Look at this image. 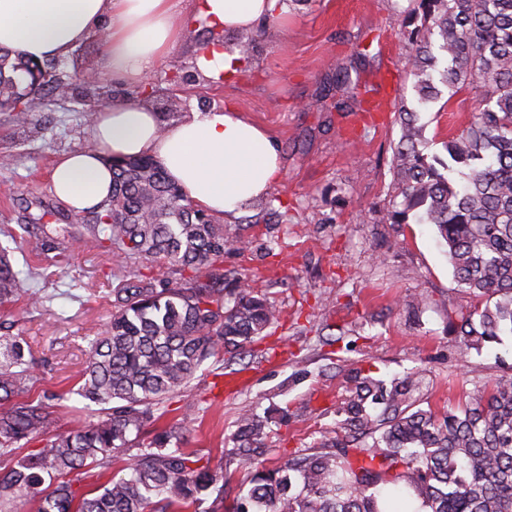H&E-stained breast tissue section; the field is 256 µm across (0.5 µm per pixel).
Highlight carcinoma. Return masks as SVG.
Here are the masks:
<instances>
[{"label":"carcinoma","instance_id":"carcinoma-1","mask_svg":"<svg viewBox=\"0 0 512 512\" xmlns=\"http://www.w3.org/2000/svg\"><path fill=\"white\" fill-rule=\"evenodd\" d=\"M398 16L418 102L438 96L437 69L450 95L467 91L475 105L467 126L444 141L446 162L426 152L414 112L401 105L393 155L401 202L386 219L436 227L454 280L485 301L481 311L448 317V335L463 351L479 350L512 334V0H407ZM38 66L0 48V109L19 126L73 95L72 82L58 77L22 92ZM74 76L84 97L106 99L99 80ZM379 90L351 81L340 63L329 77L338 112L372 103ZM110 166L109 198L73 214L77 226L58 228L52 243L63 252L78 231L135 264L163 261L176 278L138 268L112 286V314L89 339L71 389L92 409L82 428H60L48 404L57 393L30 396L38 365L21 337L0 336V512H172L211 494V512H390L412 500L424 512H512V374L472 383L461 405L438 413L415 396L419 368L389 383L355 378L320 450L278 467L258 461L267 421L244 411L230 455L247 470L249 489L224 508V469L181 448L184 426H158L154 411L210 358L241 355L280 312L245 282L224 287V252L246 240L191 203L151 158ZM20 294L42 303L1 247L0 303ZM146 429V445H135Z\"/></svg>","mask_w":512,"mask_h":512}]
</instances>
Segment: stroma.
Listing matches in <instances>:
<instances>
[{
  "label": "stroma",
  "instance_id": "stroma-1",
  "mask_svg": "<svg viewBox=\"0 0 512 512\" xmlns=\"http://www.w3.org/2000/svg\"><path fill=\"white\" fill-rule=\"evenodd\" d=\"M406 0H301L287 24L255 27V42L241 71L229 80H206L195 66L206 34L188 30L148 77L179 98L175 123L195 112L233 106L265 128L283 165L271 190L272 210L252 207L228 225L250 245L224 256V273L249 277L280 311V323L248 347L242 359L213 365L165 403L163 422L185 421L183 445L224 465L225 503L239 495L246 473L225 448L243 408L271 415L264 440L268 466L315 451L321 434L336 425V403L355 375L384 378L425 371L423 403L456 407L467 380L512 372V336L482 352L462 353L445 322L457 311L480 306L459 288L445 247L430 224H391L383 216L393 195L392 157L400 127L390 112L322 111L324 79L337 62L351 64L355 79L386 76L392 99L413 103L394 6ZM104 50L92 38L75 47L69 61L94 70L113 102L135 99L138 85L114 81ZM472 97H440L419 112L429 152L443 154L449 133L466 125ZM87 108L59 103L42 137L18 129L0 111V231L19 232L32 198L53 203L50 171L62 154L88 146ZM10 261L24 287L43 297L34 307L18 300L0 305V323L22 337L42 365L41 389L56 392L52 407L61 428L89 420L69 392L85 362L86 337L111 312L112 282L123 259L77 237L59 251L27 237ZM421 293L414 311L401 306ZM331 326L340 337L321 345L318 331ZM191 412L183 420V412Z\"/></svg>",
  "mask_w": 512,
  "mask_h": 512
}]
</instances>
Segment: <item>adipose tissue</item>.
<instances>
[{
	"instance_id": "1",
	"label": "adipose tissue",
	"mask_w": 512,
	"mask_h": 512,
	"mask_svg": "<svg viewBox=\"0 0 512 512\" xmlns=\"http://www.w3.org/2000/svg\"><path fill=\"white\" fill-rule=\"evenodd\" d=\"M180 2L0 0V47L43 61L95 36L113 77L142 81L188 27L241 32L288 14L287 0H197L184 15ZM179 14L184 20L178 24ZM89 136L90 147L61 156L50 173L54 195L75 212L110 196L113 158L151 157L189 200L219 217L243 213L282 177L268 132L229 106L164 127L145 104H108L96 109Z\"/></svg>"
}]
</instances>
